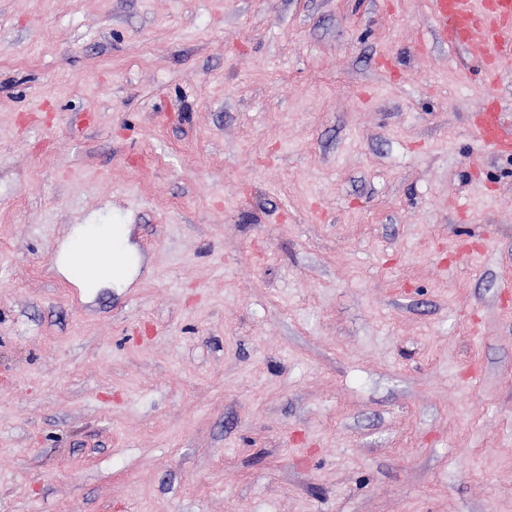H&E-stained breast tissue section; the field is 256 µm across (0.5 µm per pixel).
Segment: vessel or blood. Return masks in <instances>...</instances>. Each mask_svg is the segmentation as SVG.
<instances>
[{
    "label": "vessel or blood",
    "instance_id": "1",
    "mask_svg": "<svg viewBox=\"0 0 512 512\" xmlns=\"http://www.w3.org/2000/svg\"><path fill=\"white\" fill-rule=\"evenodd\" d=\"M430 7L440 41L469 47L485 60L488 80L512 70V0H430ZM474 128L483 147L512 155V128L496 107L478 105Z\"/></svg>",
    "mask_w": 512,
    "mask_h": 512
}]
</instances>
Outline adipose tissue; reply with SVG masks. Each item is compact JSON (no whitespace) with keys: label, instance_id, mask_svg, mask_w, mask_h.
Returning a JSON list of instances; mask_svg holds the SVG:
<instances>
[{"label":"adipose tissue","instance_id":"ef3b65f1","mask_svg":"<svg viewBox=\"0 0 512 512\" xmlns=\"http://www.w3.org/2000/svg\"><path fill=\"white\" fill-rule=\"evenodd\" d=\"M59 270L90 293L116 281L128 282L133 274L125 255L113 252L108 224L79 227L62 249Z\"/></svg>","mask_w":512,"mask_h":512}]
</instances>
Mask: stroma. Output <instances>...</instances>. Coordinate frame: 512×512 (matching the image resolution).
I'll return each mask as SVG.
<instances>
[{"mask_svg": "<svg viewBox=\"0 0 512 512\" xmlns=\"http://www.w3.org/2000/svg\"><path fill=\"white\" fill-rule=\"evenodd\" d=\"M433 25L0 0V512H512V76ZM474 128L483 147L500 155H512V125L506 128L502 112L495 106L479 104L475 108ZM81 225L62 249L59 271L89 293L112 286L115 281L126 284L138 265V257L133 250L124 245L125 251L133 258L130 267L120 252H114L112 265V225Z\"/></svg>", "mask_w": 512, "mask_h": 512, "instance_id": "obj_1", "label": "stroma"}]
</instances>
